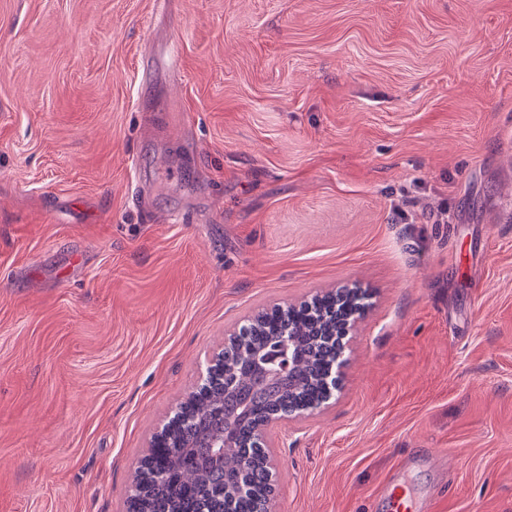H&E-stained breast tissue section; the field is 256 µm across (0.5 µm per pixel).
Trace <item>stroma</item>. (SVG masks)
<instances>
[{"label":"stroma","instance_id":"obj_1","mask_svg":"<svg viewBox=\"0 0 512 512\" xmlns=\"http://www.w3.org/2000/svg\"><path fill=\"white\" fill-rule=\"evenodd\" d=\"M339 287L276 512H512V0H0V512H125L225 338Z\"/></svg>","mask_w":512,"mask_h":512}]
</instances>
